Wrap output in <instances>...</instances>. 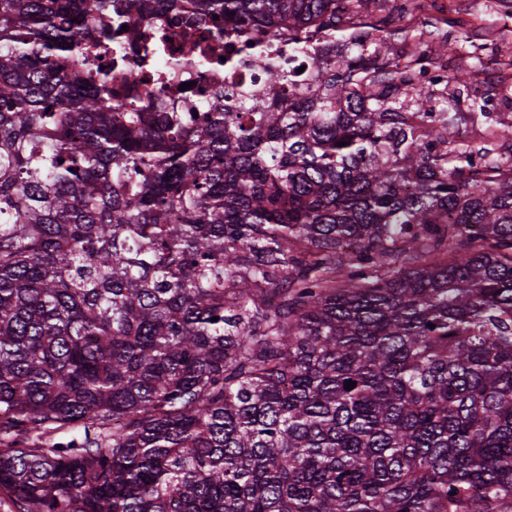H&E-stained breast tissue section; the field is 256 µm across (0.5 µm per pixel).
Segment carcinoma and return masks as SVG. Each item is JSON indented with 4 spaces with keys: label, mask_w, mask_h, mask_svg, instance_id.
<instances>
[{
    "label": "carcinoma",
    "mask_w": 512,
    "mask_h": 512,
    "mask_svg": "<svg viewBox=\"0 0 512 512\" xmlns=\"http://www.w3.org/2000/svg\"><path fill=\"white\" fill-rule=\"evenodd\" d=\"M379 2L0 0L17 512H512V123L459 140L448 37L395 46ZM187 10L170 70L288 65L145 118L88 50L152 69L133 28Z\"/></svg>",
    "instance_id": "cac0c4a2"
}]
</instances>
